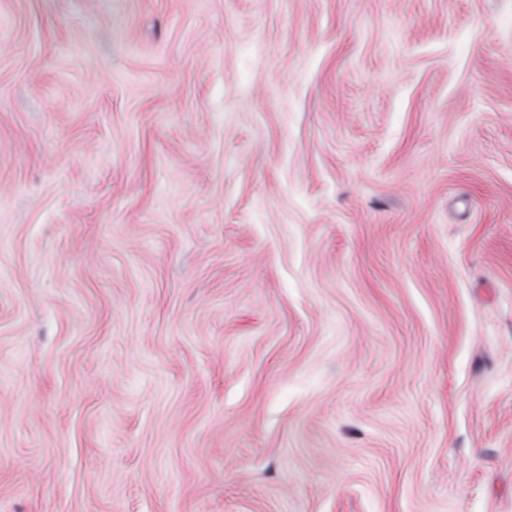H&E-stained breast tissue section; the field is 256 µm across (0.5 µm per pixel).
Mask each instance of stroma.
Segmentation results:
<instances>
[{
  "mask_svg": "<svg viewBox=\"0 0 512 512\" xmlns=\"http://www.w3.org/2000/svg\"><path fill=\"white\" fill-rule=\"evenodd\" d=\"M0 512H512V0H0Z\"/></svg>",
  "mask_w": 512,
  "mask_h": 512,
  "instance_id": "35a3bbf8",
  "label": "stroma"
}]
</instances>
